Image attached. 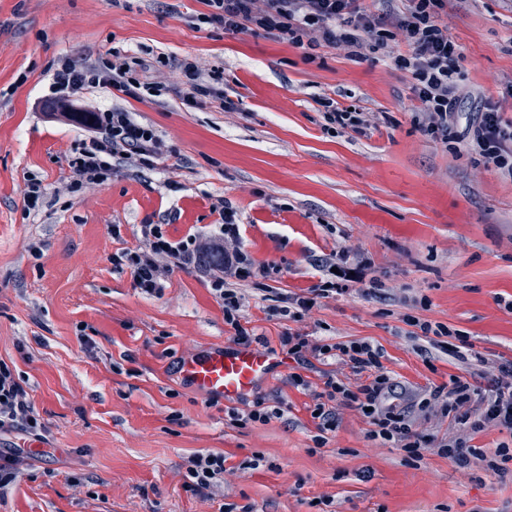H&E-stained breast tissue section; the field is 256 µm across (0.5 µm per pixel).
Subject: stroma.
<instances>
[{"label":"stroma","mask_w":512,"mask_h":512,"mask_svg":"<svg viewBox=\"0 0 512 512\" xmlns=\"http://www.w3.org/2000/svg\"><path fill=\"white\" fill-rule=\"evenodd\" d=\"M205 11L202 0H0V361L49 428L0 512H218L223 503L322 512L325 497L331 512H512V460L501 478L475 459L412 462L369 440L365 419L342 407L317 447L313 401L288 382L294 363L256 391L282 400L283 417L230 426L232 402L176 375L180 359L232 340L203 269L174 268L153 297L112 263L144 224L165 225L175 240L212 231L221 197L238 211L243 251L280 269L265 291H245L247 326L270 347L291 327L327 343L368 342L408 405L473 363L419 336L406 316L460 330L488 364L512 361V179L446 147L465 137L481 100L512 122V0H447L440 12L471 92L444 143L419 131L413 79L384 52L227 33L201 23ZM116 49L168 57L154 74L164 83L186 58L223 68L237 109L88 89L75 109L123 107L168 151L154 168L121 163L96 190L64 192L84 132L43 114L50 66ZM23 71L27 82L16 84ZM323 97L368 113L367 133L327 130ZM32 176L50 201L35 218L22 197ZM343 252L355 274L345 292L297 323L277 314L281 296L324 280L318 260ZM201 449L227 457L209 502L183 487L187 458Z\"/></svg>","instance_id":"35a3bbf8"}]
</instances>
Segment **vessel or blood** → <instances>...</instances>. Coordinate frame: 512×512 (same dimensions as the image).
<instances>
[{
    "mask_svg": "<svg viewBox=\"0 0 512 512\" xmlns=\"http://www.w3.org/2000/svg\"><path fill=\"white\" fill-rule=\"evenodd\" d=\"M287 368V358L275 352L247 344L218 345L184 357L177 375L205 397L236 401Z\"/></svg>",
    "mask_w": 512,
    "mask_h": 512,
    "instance_id": "vessel-or-blood-1",
    "label": "vessel or blood"
}]
</instances>
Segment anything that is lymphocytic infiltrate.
Instances as JSON below:
<instances>
[{"mask_svg":"<svg viewBox=\"0 0 512 512\" xmlns=\"http://www.w3.org/2000/svg\"><path fill=\"white\" fill-rule=\"evenodd\" d=\"M208 8L205 24L234 33L245 29L275 35L289 45L303 46L305 38L318 34L323 45L360 54L370 48L384 50L393 65L409 70L422 103L418 126L433 139L447 141L448 126L454 118L464 88L457 72L462 54L437 21V10L445 0H401L403 8L396 26L409 48L401 54L392 45V35L381 21L371 19L363 0H203ZM183 100L187 106L215 98L224 111H236L233 100L225 97L219 85L222 71L203 72L197 61L184 60L178 65ZM149 69L139 58L113 51L110 60L99 64L78 63L59 57L52 74L54 95L43 107L60 112L69 121L83 126L86 136L68 161L69 174L65 189L76 193L104 184L112 175V163L126 159L153 166L166 152V144L152 126L138 122L128 110L115 106L76 111L72 97L100 85L134 98L160 95L163 85L147 82L141 75ZM469 147L486 164L512 178V123L503 124L498 107L485 102L471 126ZM220 222L214 232L201 237L195 234L174 241L163 225L144 224L138 243L115 253L116 268L129 270L134 285L142 293L161 296L164 283L173 267L198 263L204 255L217 256L219 263L208 270V282L214 298L224 309V321L234 331L237 343H262V336L250 333L241 319L244 295L241 282L251 278H268L278 274L273 265L258 267L240 247L238 213L224 199L211 205ZM280 345L298 365L290 384L310 392L314 401L311 415L317 419L320 433L336 428V410L351 407L361 412L370 426L368 436L384 444L400 445L409 458L422 459L435 451L456 464L468 462L472 437L490 428L512 433V364L482 367L477 373L450 376L447 384L435 387L422 399L417 410L400 407L402 393L398 383L385 370L383 353L367 342L325 343L298 332H286ZM327 364L318 382L302 376V368L312 361ZM356 375V385L346 384L343 372ZM448 418L458 424L456 436L447 437L428 431L425 421ZM16 432L44 440L47 428L40 421L27 391L6 364L0 363V432ZM226 458L223 452L201 450L188 460V489L192 494L208 497L212 489L224 482Z\"/></svg>","mask_w":512,"mask_h":512,"instance_id":"lymphocytic-infiltrate-1","label":"lymphocytic infiltrate"}]
</instances>
